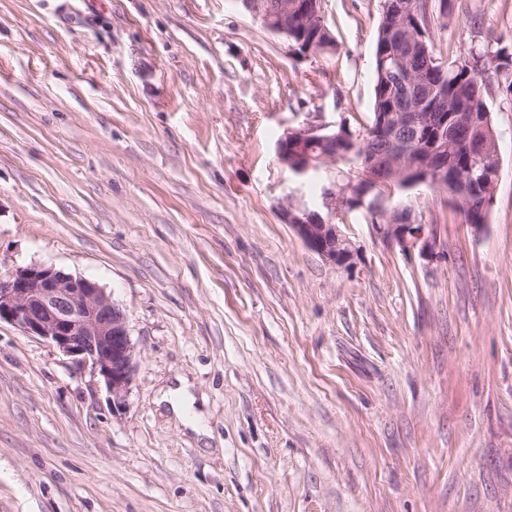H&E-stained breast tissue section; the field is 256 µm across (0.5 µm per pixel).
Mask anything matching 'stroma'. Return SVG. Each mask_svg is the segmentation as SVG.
<instances>
[{
    "instance_id": "stroma-1",
    "label": "stroma",
    "mask_w": 512,
    "mask_h": 512,
    "mask_svg": "<svg viewBox=\"0 0 512 512\" xmlns=\"http://www.w3.org/2000/svg\"><path fill=\"white\" fill-rule=\"evenodd\" d=\"M431 3L444 63L512 45V0ZM322 11L335 49L298 57L242 0H0V275L97 282L139 354L115 414L0 323V512H512V98L482 233L414 191L437 260L353 213L336 267L275 146L369 125L382 0ZM180 376L204 434L157 403Z\"/></svg>"
}]
</instances>
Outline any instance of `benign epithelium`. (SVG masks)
Masks as SVG:
<instances>
[{"label": "benign epithelium", "instance_id": "1", "mask_svg": "<svg viewBox=\"0 0 512 512\" xmlns=\"http://www.w3.org/2000/svg\"><path fill=\"white\" fill-rule=\"evenodd\" d=\"M272 33L288 42L294 54H310L328 32L321 0H242ZM388 18L387 41L394 46L383 61L388 85L403 95L422 76L406 65L400 48L424 38V30L408 23L411 5L405 0L383 3ZM378 129L388 142L379 155L361 153L356 158L349 185L330 180L318 210L290 208L284 217L296 234L326 261L349 267L357 253L342 234L336 220L356 210L368 209L373 219L374 237L403 254L418 253L426 261L437 258V231L420 219L413 207L399 202L384 212L372 208L368 196L378 191L389 198L396 190L420 185L449 186L448 197L471 212L486 208L492 177L468 170L448 180V164L423 167L418 159L426 153L448 154L456 143L448 139V113L429 111V99L411 98L401 112L379 114ZM350 126L340 130L301 127L287 130L276 144L281 164L304 174L316 165L334 162L345 154L351 137ZM6 321L28 336L40 338L90 367L99 375L109 394L112 413L121 412L137 368V351L131 340L127 318L98 283L65 274L51 267H18L7 277L0 276V322Z\"/></svg>", "mask_w": 512, "mask_h": 512}]
</instances>
